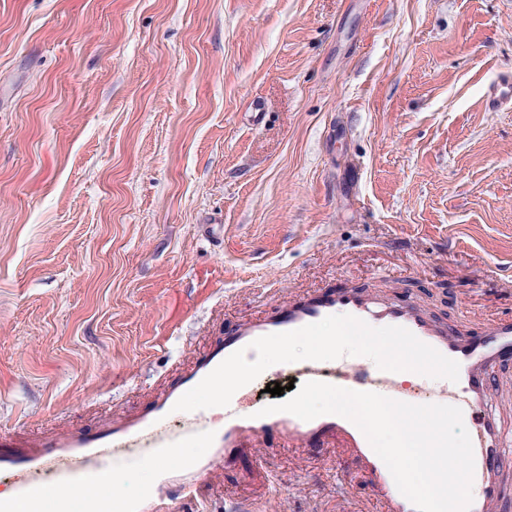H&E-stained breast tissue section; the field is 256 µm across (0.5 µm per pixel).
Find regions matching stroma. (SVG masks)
<instances>
[{"instance_id": "1", "label": "stroma", "mask_w": 512, "mask_h": 512, "mask_svg": "<svg viewBox=\"0 0 512 512\" xmlns=\"http://www.w3.org/2000/svg\"><path fill=\"white\" fill-rule=\"evenodd\" d=\"M504 77L512 0H0V428L137 410L292 291L512 315ZM208 498L381 512L285 448Z\"/></svg>"}]
</instances>
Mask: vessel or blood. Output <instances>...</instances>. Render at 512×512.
<instances>
[{
	"instance_id": "obj_1",
	"label": "vessel or blood",
	"mask_w": 512,
	"mask_h": 512,
	"mask_svg": "<svg viewBox=\"0 0 512 512\" xmlns=\"http://www.w3.org/2000/svg\"><path fill=\"white\" fill-rule=\"evenodd\" d=\"M351 315L371 326H400L460 365L458 382L422 378L430 402L455 405L471 430L474 453L473 500L469 512H507L512 483V428L503 419L496 388L498 374L512 369V317L474 329L466 321L446 323L409 299H391L365 288L339 286L289 297L274 311L232 323L223 338L180 368L176 382L165 385L139 410L94 430L58 425L27 434L0 429V472L12 477V497L0 500V512L18 505L49 512H70L71 503L86 499L89 480L135 468L153 479L141 496L113 503L110 512H178L180 504L205 498L217 467H237L255 449L277 445L353 461L366 478V488L382 512H416L403 496L361 430L348 419L326 414L310 421L279 412L257 416L248 387L238 389L229 406L174 414L173 407L228 356L245 350L263 336L289 332L330 315ZM299 373L355 391H371L411 403L400 374L380 370L369 358L343 356L332 361H306ZM203 446L204 454L171 463L183 448Z\"/></svg>"
}]
</instances>
